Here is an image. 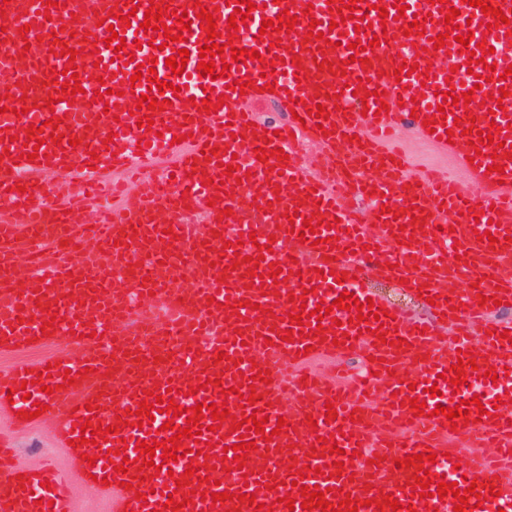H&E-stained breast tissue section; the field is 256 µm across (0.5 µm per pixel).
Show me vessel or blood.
Listing matches in <instances>:
<instances>
[{"label": "vessel or blood", "mask_w": 512, "mask_h": 512, "mask_svg": "<svg viewBox=\"0 0 512 512\" xmlns=\"http://www.w3.org/2000/svg\"><path fill=\"white\" fill-rule=\"evenodd\" d=\"M211 8L219 32H227L228 19L238 0H172L171 10L186 12L191 29L184 40L166 42L163 30L144 33L149 0H68L59 10L58 23L45 17L46 0H0V27L7 41H15L18 29L28 26L30 51L25 67H18L7 50H0V72L10 71L14 86L0 99V197L12 204L8 219L0 221V348L24 349L41 331L51 340L83 337L81 356L88 373L65 384L64 371L70 366L63 357L51 360L48 380L52 393L40 392L34 381L38 368L16 365L0 376V404L12 403L19 412L34 411L36 403L48 405L56 416L55 431L60 443L80 440L79 426L91 422L110 427L106 456L90 449L94 470L107 481V493L116 494L127 512H157L167 499L193 501L180 512H253L247 495L257 503L287 510L285 495L300 498L303 487H320L331 512L338 500L333 493L344 490L361 500L358 512H392L391 507L371 506V499L385 496L412 504L415 512H453L454 497L427 500L414 495L415 474L425 469L468 490L470 483L492 484L499 496L479 501L469 492V505L483 504V512H505L512 507V341L503 339L512 323L494 317L496 301L512 303V75L500 79L501 70L512 65V0H484L506 16L498 28L483 26L480 8L465 0H360L352 19L340 20L338 8L347 0H253L252 17L240 24L236 48L258 51L259 59L232 62L218 79L200 75L197 65L207 36L205 20L196 16L194 2ZM406 5L398 13V5ZM456 7L459 15L453 29H445L443 11ZM388 9L389 20H381L380 9ZM296 16L292 31L263 29L262 22L277 18L281 10ZM105 18L129 15L128 27L119 29L127 47L121 52L108 48L106 27H98L96 54L83 53L81 20L91 14ZM368 23L357 26L359 18ZM318 20L327 43L310 34V20ZM424 22L425 34L403 35L412 21ZM337 31H330L331 22ZM446 34L443 48L434 49L430 38ZM387 35V42L373 46L374 36ZM471 36L473 43H486L492 54L484 63L469 65L459 36ZM76 49L75 59L53 54L54 39ZM190 52L182 74H172L165 60L180 49ZM328 62L319 65L318 54ZM273 62V98L288 118L280 126L255 124V115L245 99L262 98L265 81L262 62ZM75 63L83 88L79 106L63 105L47 111L36 104L27 114H12L19 91L43 96L49 85L64 87L62 71ZM497 72L486 73L485 63ZM154 64L160 83L171 82L167 91L150 88L146 79L135 78L137 65ZM415 68L411 75L395 78L402 64ZM485 83H477L481 74ZM247 83L246 93L234 90V82ZM106 86L110 93L99 100L95 92ZM368 100H361V89ZM506 98H499V91ZM453 95L470 91L469 105L444 103L443 92ZM164 96L170 105L154 112L151 128L139 127L143 110L137 109L138 95ZM221 101L217 112L197 110L202 100ZM330 108L328 120L318 121L310 108ZM65 120L69 147L53 145L48 136L52 121ZM433 120L434 130L423 123ZM411 123L427 142L448 151L467 172L486 185L485 197L464 203L454 179H436L428 172L412 171L406 154L391 140L392 130ZM462 132H455V125ZM497 125L494 142L504 151L493 154L491 145L474 149L479 131ZM96 135L81 145L87 126ZM38 127L44 143L40 148L47 163L70 166L76 179L94 176L101 164L126 171L141 166L146 171L143 191L121 206L111 207L106 216L88 222L78 203L49 202L50 188L15 191L19 172L28 168L22 153L30 127ZM117 133L126 145L114 154L107 142ZM452 140H445V133ZM313 138L337 154L340 168L349 177L340 181L327 168L317 177L306 174L292 149L294 140ZM147 141L142 157H135L139 141ZM279 148L283 157L259 162L255 151L263 146ZM173 157L168 172L149 173L152 160ZM233 164L236 173L224 180V195L215 198L212 186L203 182L202 166L218 169ZM382 164L378 177L362 173ZM504 167L501 179L488 174L491 164ZM372 190L376 235H367L358 223L352 199ZM256 191L257 205L245 209L242 195ZM427 210L424 225L413 224V208ZM169 215L165 224L154 225V241L145 245V216L158 211ZM206 212L209 224L188 223L190 212ZM322 218L319 233L299 238L305 219ZM466 232L458 236L457 225ZM255 233V240L241 241V233ZM492 241H479L482 233ZM73 244H94L106 251L111 270L89 261H69L58 250L60 240ZM24 241L27 256L37 263L24 289L13 286L17 259L15 244ZM272 250L261 253L260 248ZM457 246L461 257L449 261L446 251ZM358 251L345 257L346 248ZM260 259V275L246 280L249 259ZM389 264V276L407 280L410 290L435 300L434 320L426 330H417L416 319L390 309L388 318L378 322L366 307L370 292L366 281L381 264ZM345 274L337 283V274ZM466 276L470 283L464 293L453 292L448 281ZM362 301L363 321H352L346 310H334L323 320L305 317L296 323L301 308L332 304L342 292ZM54 315L46 325V315ZM449 329L446 339L437 336V325ZM294 330L292 342L283 331ZM384 338H377V331ZM478 344H471V337ZM345 351L369 359L385 387L376 384L353 388L344 373L324 377L321 361ZM471 353L476 368L466 371L467 383L454 388L445 376L456 364L459 352ZM227 360H218V353ZM497 359L496 378L479 376L478 366L486 357ZM270 370V382L255 381L259 370ZM435 384L438 396L425 387ZM176 386L174 402L180 407L201 406L197 422L200 439H183L186 454L175 462L155 456L154 467L142 464V441L169 439L166 422L182 428L186 419L172 411L156 415L152 423L138 425L136 412L145 392L165 395ZM235 388L238 398L225 400L223 389ZM382 391L381 402L372 392ZM260 400L249 403V392ZM425 401L427 411L414 415L406 403L412 397ZM479 397L486 413L477 422L451 426L437 406L455 407L461 400ZM333 403L337 418L326 419V403ZM225 404L230 414L214 422L210 406ZM265 417L262 432L234 431V419ZM127 416L128 427L117 428L118 416ZM467 436L472 454L466 470L455 469L452 456L460 436ZM255 442L243 469L224 460L223 449L240 442ZM342 449L340 475L319 474L326 461L320 452L329 445ZM436 455V462L396 466V459L409 454ZM302 456L308 470L298 476L283 466L284 455ZM134 459L136 474L131 487H124V473L118 472L123 458ZM194 474H187L188 465ZM225 474H218L217 465ZM184 486H177V479ZM229 493V500L209 501L215 491ZM71 498L66 476L53 464L30 471L15 462L12 444L0 439V512H69Z\"/></svg>", "instance_id": "b4317fda"}]
</instances>
